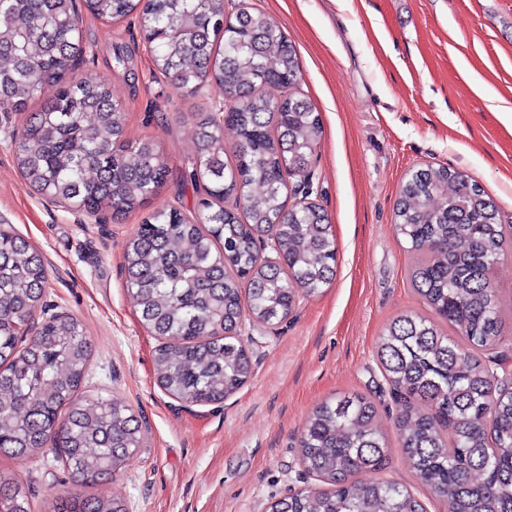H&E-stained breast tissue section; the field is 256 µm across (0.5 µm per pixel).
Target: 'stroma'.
<instances>
[{"mask_svg":"<svg viewBox=\"0 0 512 512\" xmlns=\"http://www.w3.org/2000/svg\"><path fill=\"white\" fill-rule=\"evenodd\" d=\"M263 11L295 45L298 94L322 120L312 201L326 211L337 249L335 281L300 296L288 319L255 327L246 345L253 373L218 404H186L155 380L159 344L141 321L123 271L128 240L145 213L89 217L36 195L14 160L25 114L0 109V220L41 252L45 304L79 320L92 343L87 395L124 402L141 416L143 446L107 481H73L58 451L46 462L0 454V471L28 486L33 512L61 497L109 495L128 512H269L272 500L315 485L304 476L299 439L326 399L361 394L378 407L393 448L380 476L406 486L427 512L448 503L423 486L402 448L400 399L376 356L380 336L403 313H426L414 291L413 258L394 230L403 185L419 169L471 175L512 224V130L471 89L478 73L512 100V0H224ZM80 71L105 81L126 106L127 140L155 139L170 172L152 207L193 209L182 177L197 150L200 113L224 104L205 83L179 95L156 72L137 18L82 22ZM133 56L125 73L116 48ZM504 317L497 349L512 371V249L494 269Z\"/></svg>","mask_w":512,"mask_h":512,"instance_id":"35a3bbf8","label":"stroma"}]
</instances>
